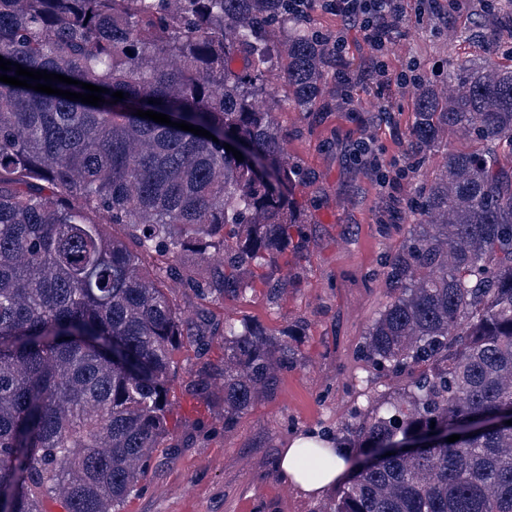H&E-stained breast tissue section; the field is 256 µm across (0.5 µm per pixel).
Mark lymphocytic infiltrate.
Wrapping results in <instances>:
<instances>
[{
	"mask_svg": "<svg viewBox=\"0 0 512 512\" xmlns=\"http://www.w3.org/2000/svg\"><path fill=\"white\" fill-rule=\"evenodd\" d=\"M459 0H288L290 15L304 19L313 8L332 15L340 27L339 35L326 39L328 53L335 60L336 78L344 106H351L357 90H371L378 101V112H392L390 97L394 91L422 82L414 65L391 64L387 47L399 33L408 14L447 17L449 9L459 8ZM360 34L372 55L364 65L353 64L345 30Z\"/></svg>",
	"mask_w": 512,
	"mask_h": 512,
	"instance_id": "obj_1",
	"label": "lymphocytic infiltrate"
}]
</instances>
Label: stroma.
Segmentation results:
<instances>
[{
    "label": "stroma",
    "mask_w": 512,
    "mask_h": 512,
    "mask_svg": "<svg viewBox=\"0 0 512 512\" xmlns=\"http://www.w3.org/2000/svg\"><path fill=\"white\" fill-rule=\"evenodd\" d=\"M462 0L452 20L409 16L392 45L393 57L420 63L425 83L447 87L449 63L468 66L484 60L488 38L501 51L512 50V0ZM269 82L280 106L275 119L285 134L284 149L302 179L299 195L308 207L307 259L300 287L278 301L260 291L244 300L214 305L221 318L244 319L284 334L300 353V363L281 373L271 399L256 403L234 426L225 427L219 405L198 402L184 393L195 368L193 350L179 354L170 385L171 435L154 458L144 488L123 512H317L323 496H311L285 484L278 459L296 436L314 432L340 441V429L354 405L392 395L399 381L371 369L357 350L367 328L386 304L377 278L381 258L407 233L414 216L393 212L372 172L351 155L359 128L373 135L386 157L410 164L399 198L419 197L457 140L442 138L431 152L414 155L410 128L419 90L409 86L394 96L401 106L397 127L376 123L369 96L350 112H301L288 102L280 73Z\"/></svg>",
    "instance_id": "1"
}]
</instances>
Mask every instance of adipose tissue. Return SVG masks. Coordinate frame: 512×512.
Instances as JSON below:
<instances>
[{
  "label": "adipose tissue",
  "instance_id": "ef3b65f1",
  "mask_svg": "<svg viewBox=\"0 0 512 512\" xmlns=\"http://www.w3.org/2000/svg\"><path fill=\"white\" fill-rule=\"evenodd\" d=\"M316 448L328 457L326 465L312 469L307 465L303 452ZM281 479L306 493L319 494L336 485L346 469V463L330 439L310 433L291 442L279 460Z\"/></svg>",
  "mask_w": 512,
  "mask_h": 512
}]
</instances>
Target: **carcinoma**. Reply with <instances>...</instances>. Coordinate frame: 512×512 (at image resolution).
Returning <instances> with one entry per match:
<instances>
[{"instance_id": "cac0c4a2", "label": "carcinoma", "mask_w": 512, "mask_h": 512, "mask_svg": "<svg viewBox=\"0 0 512 512\" xmlns=\"http://www.w3.org/2000/svg\"><path fill=\"white\" fill-rule=\"evenodd\" d=\"M0 56L108 89L92 106L0 82V512H122L169 435L186 321L168 282L212 302L299 284L278 277L305 210L264 76L313 112L331 61L283 0H0ZM495 57L418 95L415 147L485 149L448 154L384 257L360 355L402 386L345 424L362 458L321 512H512V162L494 151L512 146V62ZM208 332L224 358L196 340L185 389L223 379L226 426L299 363L245 320Z\"/></svg>"}]
</instances>
